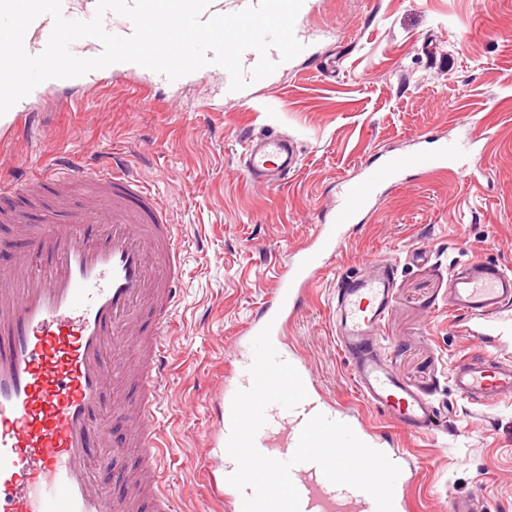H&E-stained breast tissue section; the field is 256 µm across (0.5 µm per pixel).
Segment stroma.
<instances>
[{"label":"stroma","mask_w":512,"mask_h":512,"mask_svg":"<svg viewBox=\"0 0 512 512\" xmlns=\"http://www.w3.org/2000/svg\"><path fill=\"white\" fill-rule=\"evenodd\" d=\"M306 54L235 100L219 71L186 81L141 72L97 73V88L48 82L26 101L40 121L0 138V179L118 154L169 206L185 243L182 303L158 427L176 453L166 475L175 512H225L209 482L223 470L207 451L218 430L224 373L244 329L275 288L293 251L314 234L342 178L378 149H409L418 136L455 134L462 114L481 117L479 183L421 178L352 228L309 286L286 339L313 375L312 392L344 422L411 465L401 512H449L458 496L485 512H512V398L479 406L450 380L461 359L491 353L456 335L448 271L474 252L512 267V0H313ZM330 30L328 39L316 37ZM292 138L299 163L282 182L247 178L248 138ZM417 249L428 263L411 262ZM366 256L394 265L389 313L375 338L405 385L428 395L438 419L427 435L405 431L359 395L335 335L332 300ZM140 451L98 455L100 484L130 496Z\"/></svg>","instance_id":"35a3bbf8"}]
</instances>
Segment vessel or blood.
<instances>
[{
	"label": "vessel or blood",
	"instance_id": "vessel-or-blood-1",
	"mask_svg": "<svg viewBox=\"0 0 512 512\" xmlns=\"http://www.w3.org/2000/svg\"><path fill=\"white\" fill-rule=\"evenodd\" d=\"M51 31L49 16L38 17L25 34L26 51L41 53ZM479 126L475 114H466L460 133L436 148L381 153L343 181L310 243L294 252L238 344L224 377V406L251 386L252 342L266 327L279 356L310 382L308 365L285 339L307 287L346 240L350 225L365 223L384 191L403 184L409 173L450 172L478 182L471 159L481 139ZM297 164L294 141L277 132L251 139L243 156L244 170L255 179L285 177ZM51 183L62 204L47 213L44 225L31 226L15 199L34 195V188L0 181V222L23 226L25 236L11 266L0 267V512H132L133 503L105 494L93 471L96 455L112 449L116 418L126 421L141 450L156 512H172V488L162 480L167 451L159 442L157 414L164 398L167 337L180 309L183 242L168 206L120 158L60 162ZM79 186L86 194L75 203L70 195ZM91 224L104 225V233L91 237ZM374 267V274L338 282L336 336L352 360L361 396L405 430L427 433L435 427L434 404L407 389L371 342L393 285L391 262L378 260ZM448 291L459 335L499 340L512 335L511 269L473 256L451 271ZM146 312L156 322L138 346L139 368L133 372L128 330ZM127 380L140 389L132 408L115 397ZM452 380L457 393L476 405L512 396V365L496 356L464 359ZM321 412L338 417L311 395L290 410L270 405L255 436L257 449L289 459L307 420ZM291 477L300 512H377L370 495L332 484L315 463L297 464Z\"/></svg>",
	"mask_w": 512,
	"mask_h": 512
}]
</instances>
